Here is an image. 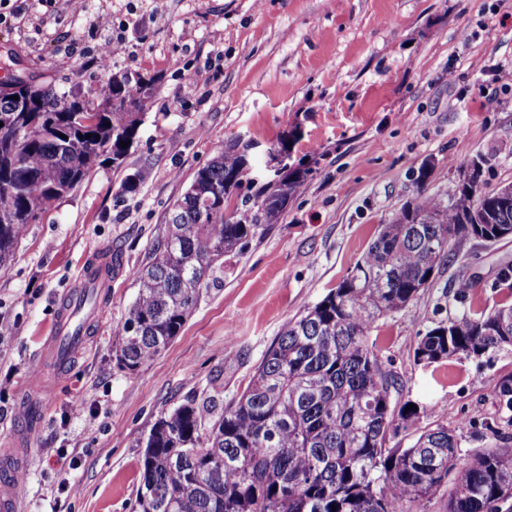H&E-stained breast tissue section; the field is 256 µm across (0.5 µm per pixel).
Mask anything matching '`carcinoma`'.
<instances>
[{
  "label": "carcinoma",
  "mask_w": 512,
  "mask_h": 512,
  "mask_svg": "<svg viewBox=\"0 0 512 512\" xmlns=\"http://www.w3.org/2000/svg\"><path fill=\"white\" fill-rule=\"evenodd\" d=\"M153 76H113L105 92L40 84L32 111L0 99L20 131L0 128V270L21 229L100 168L121 166L136 143ZM89 104L86 114L76 108ZM253 144L236 142L198 169L172 208L166 235L142 270L113 358L135 371L179 335L224 258L262 237L313 172L298 160L270 179L250 176ZM241 205L231 206L240 194ZM458 180L446 198L420 195L381 228L349 274L288 321L237 400L211 423L194 401L159 417L145 440L140 512H512V438L455 469L459 441L434 406L402 400L403 384L371 340L377 320L435 282L453 242L501 240L512 201ZM493 287L512 296V262ZM512 351V302L464 307L417 336L424 367L458 355ZM512 414V376L496 384ZM404 432L411 442L390 445Z\"/></svg>",
  "instance_id": "carcinoma-1"
}]
</instances>
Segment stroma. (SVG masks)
<instances>
[{
	"label": "stroma",
	"instance_id": "35a3bbf8",
	"mask_svg": "<svg viewBox=\"0 0 512 512\" xmlns=\"http://www.w3.org/2000/svg\"><path fill=\"white\" fill-rule=\"evenodd\" d=\"M16 6L0 25V62L14 57L31 79L85 91L118 71L159 78L125 164L25 225L0 270V455L26 436L20 512H139L143 442L161 415L211 395L221 408L235 401L284 325L346 277L379 226L418 194L445 196L476 154L482 192L512 183V88L493 70L512 67V0H92L81 16L68 0ZM116 36L121 50L100 65L99 44ZM295 127L294 155L313 177L279 223L228 257L159 356L118 369L112 349L139 273L196 171L236 141L263 150ZM136 171L138 190L124 191ZM100 252L112 286L86 351L55 379L43 343ZM505 262L512 238L451 244L434 285L372 332L403 398L433 402L465 459L490 443L486 424L512 435L495 396L512 353L426 369L414 347L459 311V280L476 279L474 305L501 303L491 284Z\"/></svg>",
	"mask_w": 512,
	"mask_h": 512
}]
</instances>
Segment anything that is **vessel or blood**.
<instances>
[{"instance_id": "vessel-or-blood-1", "label": "vessel or blood", "mask_w": 512, "mask_h": 512, "mask_svg": "<svg viewBox=\"0 0 512 512\" xmlns=\"http://www.w3.org/2000/svg\"><path fill=\"white\" fill-rule=\"evenodd\" d=\"M111 272L107 258L100 257L88 262L83 272V282L95 288L110 287ZM83 293L68 295L61 304L53 330L45 344V354L56 363L59 370H66L75 358L86 349V330L75 318L85 306ZM27 460L25 451L0 458V512H17L18 498L14 491V479Z\"/></svg>"}]
</instances>
